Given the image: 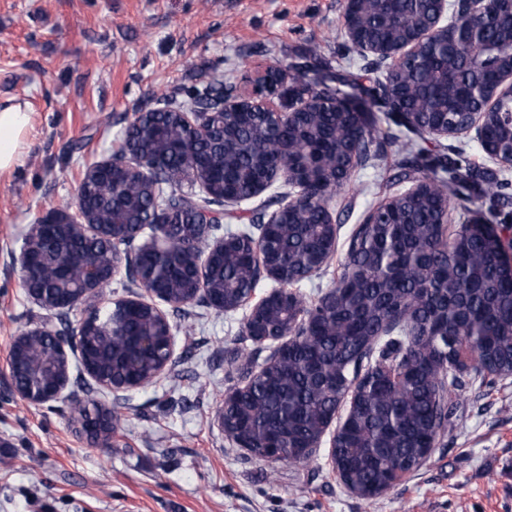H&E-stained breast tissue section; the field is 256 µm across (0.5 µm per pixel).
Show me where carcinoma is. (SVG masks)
<instances>
[{
	"label": "carcinoma",
	"mask_w": 512,
	"mask_h": 512,
	"mask_svg": "<svg viewBox=\"0 0 512 512\" xmlns=\"http://www.w3.org/2000/svg\"><path fill=\"white\" fill-rule=\"evenodd\" d=\"M434 0H372L364 9L366 35L399 42L434 22ZM462 48L443 54L435 44L392 62L386 73L365 85L350 74L320 65L314 82L294 70L296 98L319 105L293 121L261 112H235L206 138L185 126L179 114L197 111L221 95L218 84L186 88L182 97L157 99L167 109L157 124L137 131L134 146L156 169L145 177L130 166L104 176L86 167L82 179L85 210L97 224H120L125 236L108 241L78 239L64 250L91 251L103 263L124 254L136 275L169 287L174 305L190 300L181 281L184 246L195 241V226L238 240L224 265L210 271V284L224 291L233 312L248 304L261 278L257 249L288 269L282 284L288 301L255 319L275 344L258 366L252 355L237 366V382L227 389L224 432L255 458L284 465L308 463L320 437L344 402L349 415L336 428L332 457L347 487L370 500L396 479L413 472L438 437L456 420L453 390L460 379L491 385L512 376V237L482 227L456 211L452 199H478L508 227L512 183L469 162L462 150L433 164L396 165L386 170L385 187L419 181L417 192L389 207L372 208L350 232L341 269L329 290L312 299L298 284L313 275V260L328 235L339 236L349 208L348 182L336 181L345 153L363 167L385 160L377 136V116L405 126L421 140L433 128L462 129L483 85L512 69V5H499L493 22L458 25ZM399 84L407 112L391 111L385 88ZM355 90L368 109L338 112L325 102L338 87ZM487 136L512 144V101L485 117ZM288 162L297 177L284 181L288 202L268 214L256 209L248 219L222 213V200L253 198L276 163ZM169 221V250L162 256L129 253L133 232L152 231L157 213ZM241 225L222 229L224 220ZM248 223H242V220ZM112 328L127 339L101 349L102 330L91 324L81 343L99 354L101 366L122 372L136 354L135 338L153 334L156 349L143 367L165 357L159 322L143 306L117 302Z\"/></svg>",
	"instance_id": "obj_1"
}]
</instances>
